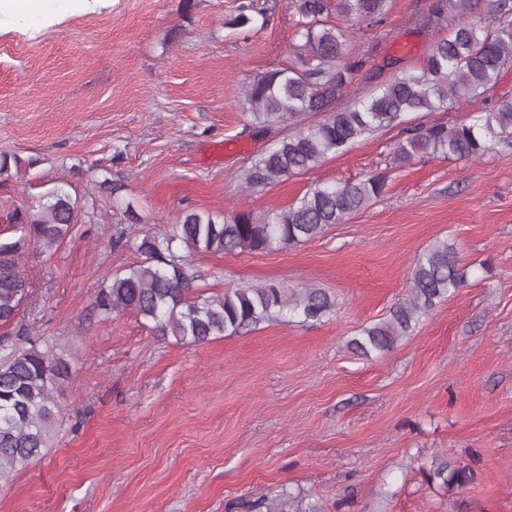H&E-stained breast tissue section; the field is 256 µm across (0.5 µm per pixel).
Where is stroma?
<instances>
[{
	"label": "stroma",
	"instance_id": "1",
	"mask_svg": "<svg viewBox=\"0 0 512 512\" xmlns=\"http://www.w3.org/2000/svg\"><path fill=\"white\" fill-rule=\"evenodd\" d=\"M291 0H251L253 26L230 28L239 0H97L48 22L0 27V230L13 210L60 186L91 221L20 261L29 292L0 356L34 339L66 359L59 424L42 459L0 487V512H247L301 498L317 512H512V144L473 161L388 164L402 129L470 123L512 100V63L481 101L409 113L402 127L271 187L245 191L256 133L245 99L257 75L292 63ZM434 0H391L382 24H356L364 66L349 105L422 66L466 24L423 27ZM36 166H29V159ZM387 170L383 195L319 238L253 253H191L199 292L276 282L334 302L317 321L274 318L185 347L132 313L103 321L104 281L142 260L185 209L261 214L318 183ZM120 186L111 205L97 184ZM471 267L466 286L383 355L348 340L408 293L417 256L439 241ZM475 480L448 494L438 458Z\"/></svg>",
	"mask_w": 512,
	"mask_h": 512
}]
</instances>
